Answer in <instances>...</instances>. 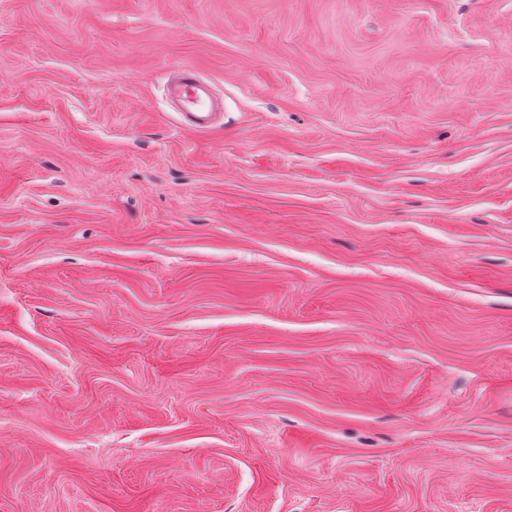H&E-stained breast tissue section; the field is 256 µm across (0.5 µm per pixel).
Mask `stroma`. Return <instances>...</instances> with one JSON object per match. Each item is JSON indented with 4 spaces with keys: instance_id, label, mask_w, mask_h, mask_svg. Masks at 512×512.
<instances>
[{
    "instance_id": "1",
    "label": "stroma",
    "mask_w": 512,
    "mask_h": 512,
    "mask_svg": "<svg viewBox=\"0 0 512 512\" xmlns=\"http://www.w3.org/2000/svg\"><path fill=\"white\" fill-rule=\"evenodd\" d=\"M0 512H512V0H0ZM166 92L183 125L193 130L209 131L221 114L216 112L212 83L192 64H180L171 70Z\"/></svg>"
}]
</instances>
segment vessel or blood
<instances>
[{"mask_svg":"<svg viewBox=\"0 0 512 512\" xmlns=\"http://www.w3.org/2000/svg\"><path fill=\"white\" fill-rule=\"evenodd\" d=\"M166 92L183 125L199 132L212 128L218 118L214 88L196 66H175L168 76Z\"/></svg>","mask_w":512,"mask_h":512,"instance_id":"vessel-or-blood-1","label":"vessel or blood"}]
</instances>
